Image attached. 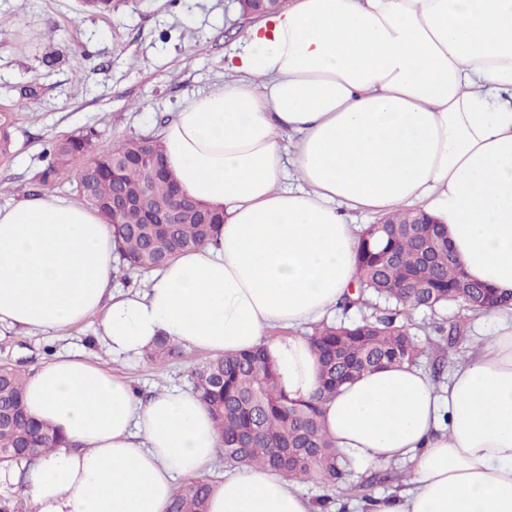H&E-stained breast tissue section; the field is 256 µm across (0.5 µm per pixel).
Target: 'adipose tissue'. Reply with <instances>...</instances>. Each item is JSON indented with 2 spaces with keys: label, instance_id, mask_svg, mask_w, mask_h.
Returning a JSON list of instances; mask_svg holds the SVG:
<instances>
[{
  "label": "adipose tissue",
  "instance_id": "ef3b65f1",
  "mask_svg": "<svg viewBox=\"0 0 512 512\" xmlns=\"http://www.w3.org/2000/svg\"><path fill=\"white\" fill-rule=\"evenodd\" d=\"M233 69L156 132L182 189L221 210L216 236L121 291L111 225L21 195L0 206V325L60 333L95 316L126 356L160 337L215 356L263 345L302 399L319 368L293 329L330 322L356 280L365 227L350 211L427 212L473 280L512 294V0H289L248 26ZM490 317L446 385L393 365L325 403L338 452L411 464L369 512H512V315ZM25 399L65 439L26 473L28 512H166L176 477L202 476L221 444L193 389L142 399L80 352L29 373ZM208 512L313 507L240 465Z\"/></svg>",
  "mask_w": 512,
  "mask_h": 512
}]
</instances>
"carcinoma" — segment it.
<instances>
[{
    "instance_id": "cac0c4a2",
    "label": "carcinoma",
    "mask_w": 512,
    "mask_h": 512,
    "mask_svg": "<svg viewBox=\"0 0 512 512\" xmlns=\"http://www.w3.org/2000/svg\"><path fill=\"white\" fill-rule=\"evenodd\" d=\"M79 11L102 14L112 11V0H79ZM14 113L0 110V162L12 156L11 128ZM89 128L51 142L44 149L42 165L29 183L30 191L50 192L70 172H75L83 201L112 225L119 258L127 269L145 273L158 269L175 254L197 248L218 229L216 212L193 213L183 224H141L137 214L112 213V168L143 149L145 138L133 137L118 146L101 148ZM128 185L144 189L151 201L169 199L168 186L152 178L141 166L125 172ZM407 214L390 216V224H371L364 232L357 254V283L344 297L349 310L373 298L391 306V314L359 321L319 324L308 334L320 365L317 389L306 399H293L279 386L266 347L210 359L192 373V388L208 407L222 438L224 464L267 468L294 482L324 479L344 483L349 462L336 453L322 423V407L345 383L357 376L392 364L415 365L436 355L443 361L444 346L431 339L417 342L409 323L400 317L415 309L435 311L450 304L459 312H483V304L495 291L468 278L448 251L447 231L432 225L433 243L442 260L421 263L417 243L403 224ZM178 354L174 342L159 338L146 350L151 359L167 360ZM26 371L0 367V465L27 467L56 448L61 438L54 429L31 419L25 410ZM212 483L207 478H188L177 487L168 512H207Z\"/></svg>"
}]
</instances>
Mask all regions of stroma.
<instances>
[{"label":"stroma","instance_id":"stroma-1","mask_svg":"<svg viewBox=\"0 0 512 512\" xmlns=\"http://www.w3.org/2000/svg\"><path fill=\"white\" fill-rule=\"evenodd\" d=\"M10 25L0 33V108L14 113V156L0 164V206L13 201V188L28 190L41 152L52 140L94 127L98 146H116L131 137H151L196 94L223 84L250 24L236 0H112V12L87 17L76 0H0ZM456 306L410 315L418 341L444 342L445 374H452L492 331L484 316L465 331L447 334ZM96 321L64 334L24 333L0 326V365L32 370L57 354L85 352L141 392L189 387L191 370L206 353L182 349L164 362L145 356H115L97 341ZM409 463L352 465L348 485L316 479L300 484L309 500L329 498L335 512H363L367 499L397 489L386 472L404 475Z\"/></svg>","mask_w":512,"mask_h":512}]
</instances>
